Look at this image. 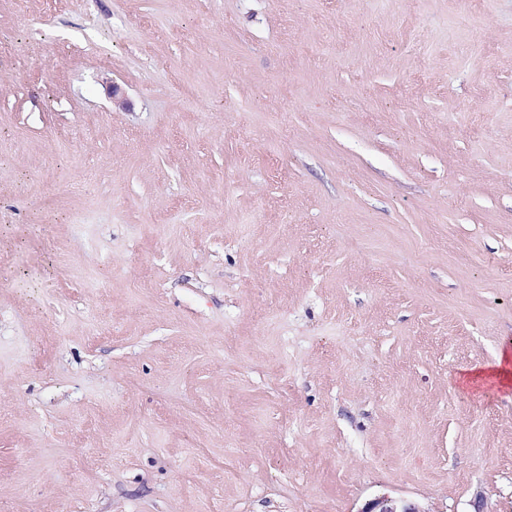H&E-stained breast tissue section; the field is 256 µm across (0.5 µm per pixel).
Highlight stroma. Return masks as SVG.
Instances as JSON below:
<instances>
[{
  "instance_id": "stroma-1",
  "label": "stroma",
  "mask_w": 512,
  "mask_h": 512,
  "mask_svg": "<svg viewBox=\"0 0 512 512\" xmlns=\"http://www.w3.org/2000/svg\"><path fill=\"white\" fill-rule=\"evenodd\" d=\"M66 2L0 0V512H512V0ZM362 512H425L418 506L403 500H396L388 496H382L367 503Z\"/></svg>"
}]
</instances>
